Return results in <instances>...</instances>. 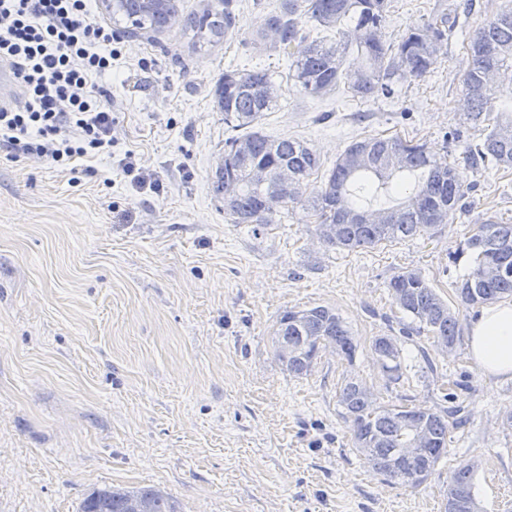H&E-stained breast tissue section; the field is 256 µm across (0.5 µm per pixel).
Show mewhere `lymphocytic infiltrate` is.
<instances>
[{"label": "lymphocytic infiltrate", "instance_id": "lymphocytic-infiltrate-1", "mask_svg": "<svg viewBox=\"0 0 512 512\" xmlns=\"http://www.w3.org/2000/svg\"><path fill=\"white\" fill-rule=\"evenodd\" d=\"M115 41L92 0H0V60L24 93L0 108V150L60 168L111 153L116 118L97 80L120 54Z\"/></svg>", "mask_w": 512, "mask_h": 512}]
</instances>
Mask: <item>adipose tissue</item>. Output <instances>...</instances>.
<instances>
[{
    "label": "adipose tissue",
    "mask_w": 512,
    "mask_h": 512,
    "mask_svg": "<svg viewBox=\"0 0 512 512\" xmlns=\"http://www.w3.org/2000/svg\"><path fill=\"white\" fill-rule=\"evenodd\" d=\"M476 364L492 375L512 374V302L484 308L470 331Z\"/></svg>",
    "instance_id": "1"
}]
</instances>
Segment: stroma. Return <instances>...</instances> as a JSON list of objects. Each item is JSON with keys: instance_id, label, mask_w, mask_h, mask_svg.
I'll list each match as a JSON object with an SVG mask.
<instances>
[{"instance_id": "35a3bbf8", "label": "stroma", "mask_w": 512, "mask_h": 512, "mask_svg": "<svg viewBox=\"0 0 512 512\" xmlns=\"http://www.w3.org/2000/svg\"><path fill=\"white\" fill-rule=\"evenodd\" d=\"M510 3L391 0L390 37L441 12L453 36L425 79L365 104L344 83L300 94L287 61L254 41L279 0H233L236 34L205 46L178 26L116 24L121 56L102 80L116 151L158 190L137 191L105 154L71 171L0 153V512H77L112 484L159 487L181 512H444L450 471L471 461L480 512H512V430L500 425L512 376L485 374L467 351L435 353L429 373L401 338L408 380L389 388L372 350L407 322L392 276L420 271L454 302L465 239L489 219L512 224V168L464 161L475 132L460 108L468 38ZM141 63L140 88L127 86ZM236 65L275 71L280 105L257 128L319 155L306 197L351 141L398 136L447 154L462 211L434 238L363 252L324 245L302 209L255 233L229 223L209 177L231 134L215 90ZM315 303L345 318L356 356L324 354L295 378L270 332L280 312ZM347 376L380 401L428 406L442 379L467 384L470 420L427 487L386 482L358 456L336 403Z\"/></svg>"}]
</instances>
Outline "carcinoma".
<instances>
[{
  "label": "carcinoma",
  "mask_w": 512,
  "mask_h": 512,
  "mask_svg": "<svg viewBox=\"0 0 512 512\" xmlns=\"http://www.w3.org/2000/svg\"><path fill=\"white\" fill-rule=\"evenodd\" d=\"M231 0L224 11L207 10L191 19L197 37H227L235 29ZM280 14L260 29V41L290 62L300 92L325 98L345 82L362 101L392 98L396 89L427 77L448 44V14L408 25L394 41L386 39L390 0H281ZM122 16L132 26L166 29L178 22L177 5L158 10L130 0ZM336 32L333 39L311 35V28ZM362 62L348 64L350 49ZM469 64L462 79L465 120L479 132L466 159L484 169L512 167V86L494 81L512 71V7L476 29L468 41ZM224 125L236 134L224 140V157L211 174L214 195L224 199L232 224H280L295 209L311 211L315 235L347 251L384 242L431 237L448 223L466 191L448 155H436L425 142L394 137L352 141L336 159L314 200L304 198L305 182L318 173L320 158L299 139L271 140L255 127L280 104L277 79L269 69H224L218 88ZM470 268L455 285L465 310L512 297V224L486 221L467 240ZM386 288L393 305L410 319L418 339L445 352L462 347L456 312L421 272L406 270ZM276 360L292 377L313 370L329 350L353 362L356 344L345 319L332 307L290 308L273 326ZM387 386L403 382L402 349L393 336L373 341ZM342 417L351 423L355 450L386 481L417 489L448 457L451 433L466 424L465 406L454 396L431 407L378 400L363 381L348 377L336 392ZM475 465L457 467L448 480L444 512H480L474 494ZM79 512H180L176 500L153 487L105 485L94 489Z\"/></svg>",
  "instance_id": "1"
}]
</instances>
